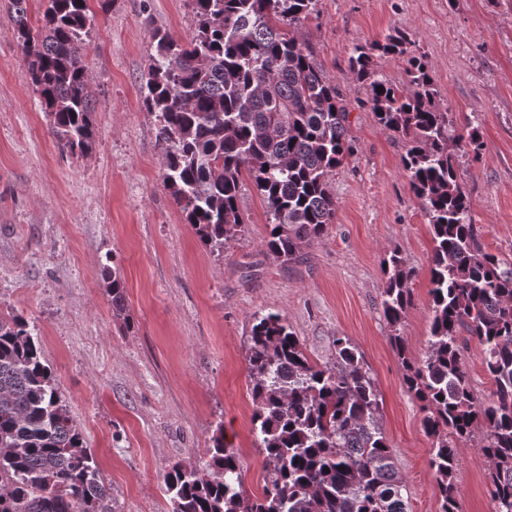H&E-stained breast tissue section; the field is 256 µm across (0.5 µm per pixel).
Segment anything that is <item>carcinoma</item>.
<instances>
[{
  "mask_svg": "<svg viewBox=\"0 0 512 512\" xmlns=\"http://www.w3.org/2000/svg\"><path fill=\"white\" fill-rule=\"evenodd\" d=\"M27 0H10L13 35L59 147L88 153L94 107L83 48L88 0H46L30 26ZM197 28L181 44L153 33L155 55L142 102L155 114L164 180L185 223L211 249L245 232L238 207L243 175L269 218L266 253L291 263L336 218L329 177L354 154L349 112L296 30L318 0H192ZM395 28L352 48L348 68L367 85L377 122L406 141L402 166L432 227L433 318L426 359L399 345L407 390L427 411L429 466L442 512H458L453 476L458 443L482 430L494 512H512V263L485 252L459 158L479 159L478 128L456 133L440 103L428 59ZM379 55L406 61L407 84L377 69ZM382 91H377V88ZM382 307L399 326L411 272L396 252L383 261ZM116 315L124 311L118 269L106 274ZM482 346L493 398L473 392L460 331ZM252 422L265 455L263 496L243 487L239 459L217 429L210 473L177 462L166 475L171 512H408L394 458L378 423V394L361 356L336 338V365L312 364L279 313L257 315L246 355ZM0 512H114L112 489L57 391L34 329L0 313Z\"/></svg>",
  "mask_w": 512,
  "mask_h": 512,
  "instance_id": "1",
  "label": "carcinoma"
}]
</instances>
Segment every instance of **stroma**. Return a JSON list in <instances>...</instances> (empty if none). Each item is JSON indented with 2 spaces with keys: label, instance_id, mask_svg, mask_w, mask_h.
Wrapping results in <instances>:
<instances>
[{
  "label": "stroma",
  "instance_id": "1",
  "mask_svg": "<svg viewBox=\"0 0 512 512\" xmlns=\"http://www.w3.org/2000/svg\"><path fill=\"white\" fill-rule=\"evenodd\" d=\"M83 51L96 139L63 152L0 0V312L34 325L58 392L112 488L115 512H169L164 478L177 462L204 467L216 427L237 453L248 494L261 495L264 455L246 345L254 315L277 312L310 362H336L348 338L377 389L379 421L409 512H441L429 467L426 412L403 382V357L424 359L433 303V240L402 168L407 146L378 125L365 84L349 72L354 44L408 32L432 65L457 128L474 122L481 161L459 181L485 251L512 261V0H318L299 31L349 112L355 153L330 177L336 220L301 263L265 253L268 217L250 178L238 205L245 233L204 245L164 183L157 120L141 104L152 32L187 41L191 0H89ZM399 251L412 271L400 328L382 310L381 261ZM118 268L125 310L104 279ZM404 339L398 353L393 334ZM459 512H494L476 442L460 444Z\"/></svg>",
  "mask_w": 512,
  "mask_h": 512
}]
</instances>
